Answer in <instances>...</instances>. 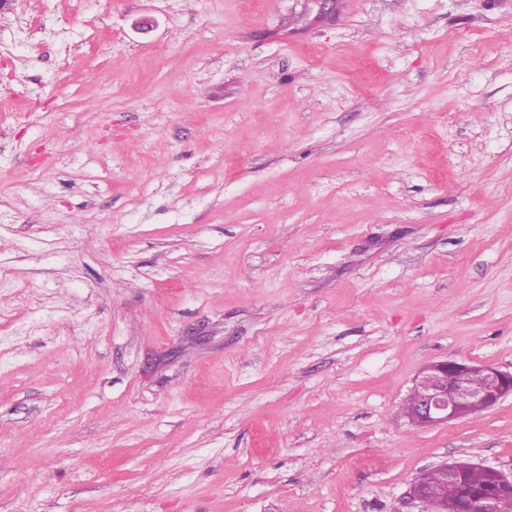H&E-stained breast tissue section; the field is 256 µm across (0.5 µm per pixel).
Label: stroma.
I'll use <instances>...</instances> for the list:
<instances>
[{
  "mask_svg": "<svg viewBox=\"0 0 512 512\" xmlns=\"http://www.w3.org/2000/svg\"><path fill=\"white\" fill-rule=\"evenodd\" d=\"M444 359L512 370V0L0 5V512H407L512 471ZM475 374L482 378L478 387L473 384L479 385L481 378ZM413 390L418 392L413 419L423 426L444 424L467 417L472 405L479 407L476 413L512 395V371L445 359L427 365L415 378ZM470 469H478L471 471L467 476V483L471 487L478 489L490 487L489 478L482 472L485 471L493 477L494 488L488 492L465 489L460 500L459 512H512V471L510 474H505L479 463L446 462L425 471L411 483L408 495L413 501L422 503L426 507V511L437 512L425 495L426 475L431 471L438 470L448 480L457 481ZM441 474L434 472L428 476L430 495L437 503L440 512H457L459 487L445 481Z\"/></svg>",
  "mask_w": 512,
  "mask_h": 512,
  "instance_id": "1",
  "label": "stroma"
}]
</instances>
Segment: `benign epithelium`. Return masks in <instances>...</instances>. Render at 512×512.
<instances>
[{
    "mask_svg": "<svg viewBox=\"0 0 512 512\" xmlns=\"http://www.w3.org/2000/svg\"><path fill=\"white\" fill-rule=\"evenodd\" d=\"M475 374L482 378L478 387L471 383ZM413 389L418 392L413 419L424 426L444 424L467 417L468 409L473 405L481 411L487 410L512 395V371L445 359L427 365L415 378ZM470 469L489 473L493 477L494 488L488 492L464 490L459 512H512V473L505 474L479 463L460 461L436 467L450 481L460 479ZM425 477L426 474L422 473L414 479L408 495L422 503L429 512H437L426 498Z\"/></svg>",
    "mask_w": 512,
    "mask_h": 512,
    "instance_id": "obj_1",
    "label": "benign epithelium"
}]
</instances>
